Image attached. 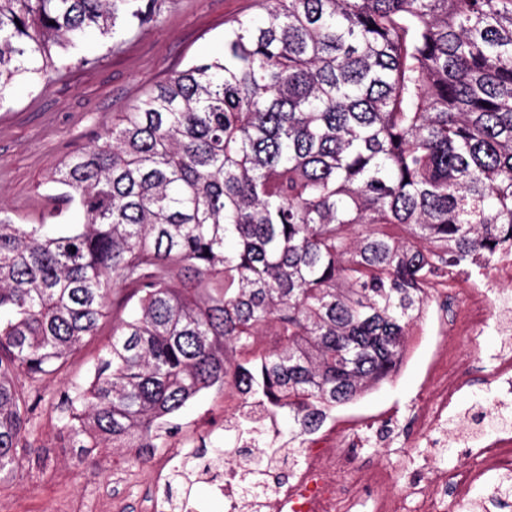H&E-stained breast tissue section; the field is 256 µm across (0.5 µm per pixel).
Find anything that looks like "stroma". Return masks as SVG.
I'll return each mask as SVG.
<instances>
[{"label": "stroma", "instance_id": "1", "mask_svg": "<svg viewBox=\"0 0 512 512\" xmlns=\"http://www.w3.org/2000/svg\"><path fill=\"white\" fill-rule=\"evenodd\" d=\"M257 0H169L159 24L130 37L119 50L105 52L88 41L84 52L95 56L91 66L72 65L48 85L17 82L0 107V203L20 224L40 223L53 207L47 181L52 169L75 150L87 146L150 87L170 72L203 60L222 49L224 21L241 14H259ZM465 290L434 298L409 338L405 358L389 383L339 407L336 420L367 426L366 443L344 444L354 469L385 471L397 496L407 493L406 481L427 485L428 457H436L452 473L465 461L479 435L466 433L471 417L495 399L512 409V395L499 396L498 383L483 361L500 349H512V335L489 330L478 344L440 332V314L465 304ZM112 338L111 321H103L69 361L66 373L41 388L30 456L13 478L0 481V512H97L98 501L116 499L123 512H149L157 496L149 465L134 464V449L100 448L92 464L78 462L76 451L62 447L54 405L71 383L82 381L100 350ZM471 368L464 389L448 411L447 447L421 446L413 432L411 411L432 388L431 370L447 356ZM239 396L233 388L211 389L196 396L178 415L180 428L166 447L155 449L153 462L200 444L223 445L228 425L239 419ZM134 475L128 485L125 475Z\"/></svg>", "mask_w": 512, "mask_h": 512}]
</instances>
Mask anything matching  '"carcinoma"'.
I'll use <instances>...</instances> for the list:
<instances>
[{
    "label": "carcinoma",
    "mask_w": 512,
    "mask_h": 512,
    "mask_svg": "<svg viewBox=\"0 0 512 512\" xmlns=\"http://www.w3.org/2000/svg\"><path fill=\"white\" fill-rule=\"evenodd\" d=\"M258 2L55 166L41 223L0 208V480L32 448L25 384L66 371L113 295L127 315L59 435L145 464L227 384L311 432L397 372L426 281L512 245V0ZM164 4L0 0V107Z\"/></svg>",
    "instance_id": "obj_1"
}]
</instances>
